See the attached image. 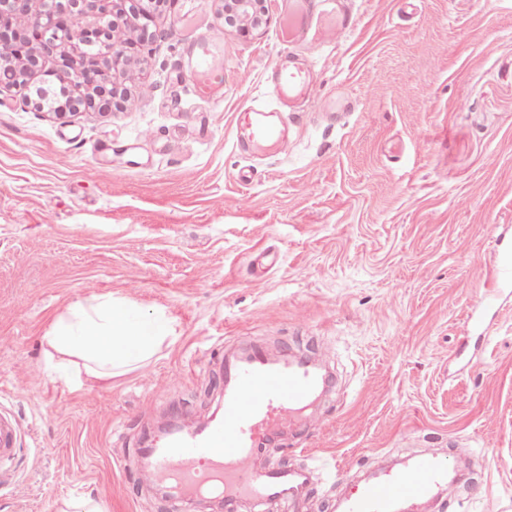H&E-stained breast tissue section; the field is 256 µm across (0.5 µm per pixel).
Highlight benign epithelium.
<instances>
[{
	"label": "benign epithelium",
	"mask_w": 512,
	"mask_h": 512,
	"mask_svg": "<svg viewBox=\"0 0 512 512\" xmlns=\"http://www.w3.org/2000/svg\"><path fill=\"white\" fill-rule=\"evenodd\" d=\"M217 14L232 13L250 34L270 21L264 0H216ZM154 13L142 0H0V89L24 105L59 119L81 111L121 107L120 77L147 64L145 49L155 37ZM134 36L117 40L115 28ZM80 30V40L65 35ZM42 86L30 93V79Z\"/></svg>",
	"instance_id": "7a95c632"
}]
</instances>
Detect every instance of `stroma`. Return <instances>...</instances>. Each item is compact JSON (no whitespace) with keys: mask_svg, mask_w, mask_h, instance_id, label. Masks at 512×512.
<instances>
[{"mask_svg":"<svg viewBox=\"0 0 512 512\" xmlns=\"http://www.w3.org/2000/svg\"><path fill=\"white\" fill-rule=\"evenodd\" d=\"M352 29L313 51L319 79L288 118V152L247 155L235 114L285 45L278 0L246 36L210 0H169L112 113L55 119L0 104V403L30 431L0 512H175L129 469L167 421L219 406L218 347L326 360L337 381L284 465L336 463L302 512H334L355 473L427 440L471 451L436 512H512V285L463 324L512 225V0H348ZM224 31V101L193 100L180 41L195 6ZM348 91L351 105L327 112ZM253 179L239 181V170ZM162 310L176 339L145 365L78 389L42 337L74 302Z\"/></svg>","mask_w":512,"mask_h":512,"instance_id":"35a3bbf8","label":"stroma"}]
</instances>
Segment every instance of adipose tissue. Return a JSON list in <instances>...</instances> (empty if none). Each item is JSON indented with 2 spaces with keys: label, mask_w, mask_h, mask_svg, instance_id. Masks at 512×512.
<instances>
[{
  "label": "adipose tissue",
  "mask_w": 512,
  "mask_h": 512,
  "mask_svg": "<svg viewBox=\"0 0 512 512\" xmlns=\"http://www.w3.org/2000/svg\"><path fill=\"white\" fill-rule=\"evenodd\" d=\"M166 319L134 322L128 304L101 296L73 303L43 336L48 360H59L80 386L106 382L144 365L168 340Z\"/></svg>",
  "instance_id": "obj_1"
}]
</instances>
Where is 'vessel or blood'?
Instances as JSON below:
<instances>
[{
  "label": "vessel or blood",
  "mask_w": 512,
  "mask_h": 512,
  "mask_svg": "<svg viewBox=\"0 0 512 512\" xmlns=\"http://www.w3.org/2000/svg\"><path fill=\"white\" fill-rule=\"evenodd\" d=\"M289 42L324 47L338 42L353 18L342 0H281ZM190 58L186 80L194 96L217 103L224 98V34L218 28L197 33L188 27ZM315 76L311 60L279 57L265 84L263 98L236 114L237 145L249 152L288 146L282 114L302 111ZM495 288L481 305H496L500 287L512 284V255L500 254ZM224 396L218 413L201 426L178 427L142 441L135 450V481L171 501L180 512L202 503L219 512H243L249 505H286L303 498L316 478L306 467H283L272 448L306 420L323 394L327 373L314 361L273 357L254 345L240 357L221 356ZM25 430L15 414L0 411V462L14 460ZM453 470L424 448L396 465L368 472L339 499L336 512H422L454 481Z\"/></svg>",
  "instance_id": "b4317fda"
}]
</instances>
